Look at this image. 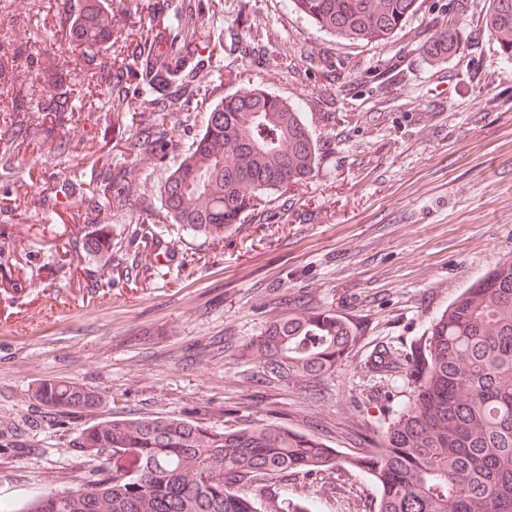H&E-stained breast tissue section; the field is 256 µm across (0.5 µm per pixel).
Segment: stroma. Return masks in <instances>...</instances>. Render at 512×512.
Returning <instances> with one entry per match:
<instances>
[{
	"mask_svg": "<svg viewBox=\"0 0 512 512\" xmlns=\"http://www.w3.org/2000/svg\"><path fill=\"white\" fill-rule=\"evenodd\" d=\"M489 0H423L388 43L332 37L288 0H221L197 34L224 53L199 77L201 93L175 125L165 157L123 152L96 134L97 113H75L68 148L22 143L16 178L0 182V499L24 504L88 482L96 458L87 428L111 416H177L214 427L279 423L323 439L339 458L395 409L394 379L435 318L479 276L512 258V63L483 18ZM23 23L0 44L53 53L51 24ZM459 44L445 63L423 45L440 27ZM272 45L270 62L229 49L230 33ZM339 74L329 80L321 61ZM260 88L299 104L316 142L313 175L270 205V229L246 224L223 237L189 236L165 222L169 174L225 95ZM128 171L122 207L108 211L109 245L81 199L54 221L38 205L59 175ZM165 224L172 260L141 280L117 269L144 245L141 224ZM332 309L355 341L323 379L258 385L253 340L294 302ZM387 354L391 367L377 364ZM53 380L98 398L79 413L43 405ZM271 502L308 499L316 512H376L368 476L346 468L258 483Z\"/></svg>",
	"mask_w": 512,
	"mask_h": 512,
	"instance_id": "stroma-1",
	"label": "stroma"
}]
</instances>
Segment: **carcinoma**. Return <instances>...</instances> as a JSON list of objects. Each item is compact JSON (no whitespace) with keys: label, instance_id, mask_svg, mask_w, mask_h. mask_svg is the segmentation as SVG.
Here are the masks:
<instances>
[{"label":"carcinoma","instance_id":"cac0c4a2","mask_svg":"<svg viewBox=\"0 0 512 512\" xmlns=\"http://www.w3.org/2000/svg\"><path fill=\"white\" fill-rule=\"evenodd\" d=\"M100 0H85L78 21L68 0H48L57 33L68 48L53 55L27 45L0 48V179L14 176L11 148L39 142L44 128L31 113L56 124L77 109L101 102L74 88L71 74L97 78L112 123L102 141L116 138L130 153L165 156L172 115L196 99L198 74L212 66L200 44L196 17L203 0H151L164 27L126 41L129 65L101 45L112 37V14ZM293 9L331 36L352 42L393 38L421 0H290ZM485 30L497 51L512 60V0H489ZM454 44L437 31L424 51L442 62ZM245 50L263 63L272 53L263 41ZM51 77L55 94L36 97L39 75ZM317 148L298 105L264 90L224 97L209 113L202 133L163 186L162 207L172 223L192 234L218 237L263 218L273 197L311 176ZM126 173L105 166L86 181L58 179L44 198L45 218L55 219L59 198L78 197L95 220L121 203ZM353 331L331 309L290 311L255 340L260 379L288 386L336 370L347 356ZM404 399L384 426L363 436L358 459L378 498L377 512H512V259L484 274L432 320L427 337L409 359L401 385ZM40 399L58 412L94 404L74 383H47ZM82 445L99 458L93 479L70 492H47L0 512H260L252 488L287 474L336 468L334 451L318 439L275 423L215 430L189 420L112 418L82 434Z\"/></svg>","mask_w":512,"mask_h":512}]
</instances>
